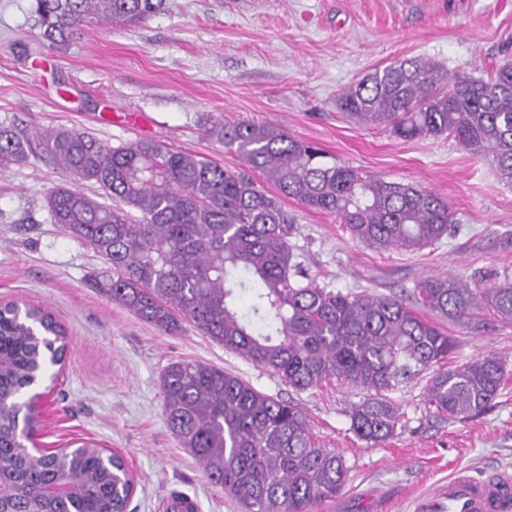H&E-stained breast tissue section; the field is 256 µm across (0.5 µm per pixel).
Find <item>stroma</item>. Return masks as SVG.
Wrapping results in <instances>:
<instances>
[{
	"label": "stroma",
	"instance_id": "obj_1",
	"mask_svg": "<svg viewBox=\"0 0 512 512\" xmlns=\"http://www.w3.org/2000/svg\"><path fill=\"white\" fill-rule=\"evenodd\" d=\"M29 8L30 0H0V126L21 134L76 128L114 145L152 140L242 172L240 156L205 135L206 119L278 121L360 173L438 193L460 220L421 251H376L336 217L285 200L317 284L400 296L432 275L489 286L512 273V186L487 161L448 137L404 140L359 125L336 105L351 83L405 58L488 76L512 60V0H166L137 27L95 28L65 47L38 37ZM116 113L138 121L113 123ZM63 181L37 150L0 169V302L47 307L64 330L69 353L41 409L38 438L120 451L136 480L128 512H159L174 491L193 497L197 512H238L165 421L161 377L180 360L223 368L302 407L318 442L349 469L328 512H409L415 497L457 470L512 474V374L494 406L466 421L430 416L422 385L404 388L395 395L402 417L393 437L361 441L350 428L353 389L294 391L192 327L159 334L98 295L89 280L101 259L61 233L45 204ZM484 319L479 332L441 321L457 340L449 365L491 350L512 361V323Z\"/></svg>",
	"mask_w": 512,
	"mask_h": 512
}]
</instances>
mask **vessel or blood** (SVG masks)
I'll return each mask as SVG.
<instances>
[{
	"mask_svg": "<svg viewBox=\"0 0 512 512\" xmlns=\"http://www.w3.org/2000/svg\"><path fill=\"white\" fill-rule=\"evenodd\" d=\"M413 512H512V477L459 472L419 498Z\"/></svg>",
	"mask_w": 512,
	"mask_h": 512,
	"instance_id": "vessel-or-blood-1",
	"label": "vessel or blood"
}]
</instances>
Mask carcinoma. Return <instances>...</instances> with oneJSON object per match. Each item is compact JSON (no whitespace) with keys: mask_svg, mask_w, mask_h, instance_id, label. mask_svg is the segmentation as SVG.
Masks as SVG:
<instances>
[{"mask_svg":"<svg viewBox=\"0 0 512 512\" xmlns=\"http://www.w3.org/2000/svg\"><path fill=\"white\" fill-rule=\"evenodd\" d=\"M165 0H31L41 37L64 47L90 25L135 27ZM338 108L365 126L405 140L448 135L490 161L512 185V61L488 78L405 59L349 85ZM233 149L276 193L191 152L155 141L114 146L84 131L55 127L21 138L0 129V168L37 144L70 183L46 194L51 220L104 262L92 279L107 297L164 335L188 321L202 335L281 378L297 392L325 384L361 394L351 430L376 443L401 419L394 394L433 369L421 404L465 420L497 398L507 360L497 352L448 365L455 339L396 295L318 286L291 238L295 217L282 199L333 215L357 241L380 251L422 250L456 226L448 202L415 183L364 176L316 144L271 122L205 129ZM92 183L112 200L85 194ZM420 303L443 319L474 324L490 309L512 322V280L480 287L457 276L414 284ZM56 343L66 336L41 306H0V512H126L133 475L95 444L43 456L21 447L23 393ZM162 409L180 447L241 512H318L348 482L336 451L316 444L310 420L292 400L267 395L236 374L198 361L169 364ZM64 475L72 492L46 489Z\"/></svg>","mask_w":512,"mask_h":512,"instance_id":"obj_1","label":"carcinoma"}]
</instances>
